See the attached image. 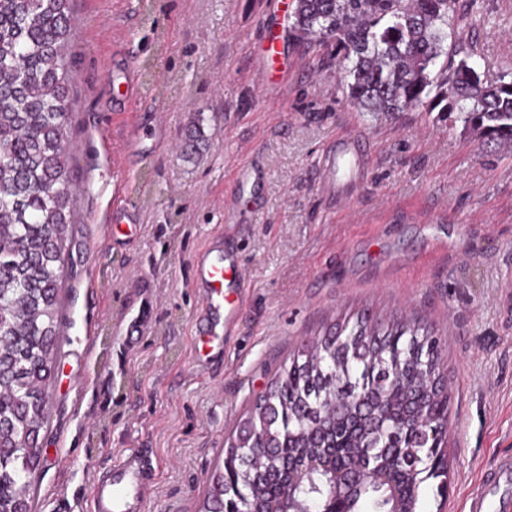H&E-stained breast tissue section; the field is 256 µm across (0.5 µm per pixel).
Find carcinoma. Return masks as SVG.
I'll list each match as a JSON object with an SVG mask.
<instances>
[{"label": "carcinoma", "instance_id": "cac0c4a2", "mask_svg": "<svg viewBox=\"0 0 512 512\" xmlns=\"http://www.w3.org/2000/svg\"><path fill=\"white\" fill-rule=\"evenodd\" d=\"M459 0H297L291 33L303 40L336 38L346 56V93L366 112L394 113L435 94L463 130L486 145L512 149V80L489 82L459 59L433 74L447 53L448 27L460 21ZM74 36L73 0H0V512H32L33 482L42 466L40 433L48 402L63 303V270L74 231L73 178L63 159L70 130L67 47ZM441 374L432 334L402 320L369 331L360 322L301 351L267 397L243 418L272 451L260 458L229 446L205 512H224V491L240 512H307L330 489L314 469L288 489V462L302 448H322L338 466L356 458L385 470L419 505L422 484L442 477L438 449L417 435L412 408L442 420L448 400L417 394L420 373ZM342 395L378 408L371 429L353 412H324ZM383 493L364 487L359 505L381 509Z\"/></svg>", "mask_w": 512, "mask_h": 512}]
</instances>
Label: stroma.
<instances>
[{
    "mask_svg": "<svg viewBox=\"0 0 512 512\" xmlns=\"http://www.w3.org/2000/svg\"><path fill=\"white\" fill-rule=\"evenodd\" d=\"M478 2L447 43L492 81L512 70V0ZM295 6L76 0L66 159L81 191L35 512H93L99 477L133 448L159 467L145 512H200L242 413L302 345L347 321L401 316L441 339L448 493L428 480L420 512H467L482 473L512 455V156L431 99L391 114L353 106L344 52L291 36ZM159 123L163 144L127 156L126 140L151 142ZM348 123L372 163L339 214L320 162ZM246 156L266 183L228 224L230 171ZM124 206L138 223H106ZM221 232L252 288L236 335L198 343L193 258Z\"/></svg>",
    "mask_w": 512,
    "mask_h": 512,
    "instance_id": "stroma-1",
    "label": "stroma"
}]
</instances>
